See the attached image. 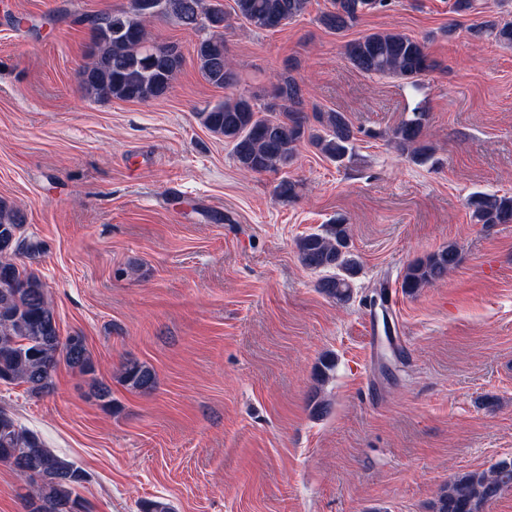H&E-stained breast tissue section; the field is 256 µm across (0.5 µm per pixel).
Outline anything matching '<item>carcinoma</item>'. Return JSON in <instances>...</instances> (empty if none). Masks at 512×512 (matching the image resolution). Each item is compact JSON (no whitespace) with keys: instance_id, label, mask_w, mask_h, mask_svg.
<instances>
[{"instance_id":"cac0c4a2","label":"carcinoma","mask_w":512,"mask_h":512,"mask_svg":"<svg viewBox=\"0 0 512 512\" xmlns=\"http://www.w3.org/2000/svg\"><path fill=\"white\" fill-rule=\"evenodd\" d=\"M236 17L257 30L274 31L304 15L310 0H233ZM146 7L116 13L86 15L91 29L89 62L79 73L85 95L97 100L149 102L166 96L185 58L176 43L157 44L148 26L160 18L175 21L198 35L194 59L203 77L217 88L231 89L238 74L228 56L224 9L206 6L205 0H145ZM384 0H332L333 9L319 17L328 30L340 34L353 27L367 11ZM475 38L490 37L512 47V20H485L475 24ZM344 57L368 75L396 77L409 86L434 67L425 43L401 32L375 31L348 42ZM290 67L277 76L270 102L259 112L252 100L231 94L196 113L199 122L231 146L238 168L249 174L276 172L294 163L304 141L338 165L352 157L356 133L343 112H317V126L308 124L302 88ZM430 112L420 103L389 134V141L411 163L423 166L435 154L425 140ZM476 224H512V195L474 192L466 200ZM23 219L0 200V384L26 386L32 395L54 390V373L60 362L82 375H93L96 364L85 337L61 338L54 309L42 278L17 263L40 244L22 238ZM300 264L325 273L316 288L339 303L350 301L360 273L351 250L349 228L343 219L295 241ZM462 261L458 246L450 243L409 264L400 288L414 295L421 288L448 276ZM120 382L130 390L156 387L153 369L137 360L122 364ZM8 459L25 485L21 495L30 512H71L81 501L79 488L87 472L64 455L54 452L35 432L20 426L0 410V461ZM512 491V458H502L486 470L464 473L448 480L434 512H484L486 505ZM139 512H174L164 499L139 503Z\"/></svg>"}]
</instances>
